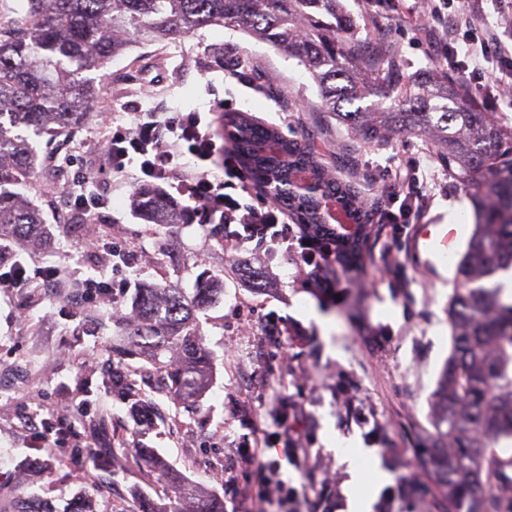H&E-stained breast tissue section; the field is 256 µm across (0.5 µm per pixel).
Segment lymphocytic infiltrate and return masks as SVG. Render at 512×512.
<instances>
[{
    "label": "lymphocytic infiltrate",
    "mask_w": 512,
    "mask_h": 512,
    "mask_svg": "<svg viewBox=\"0 0 512 512\" xmlns=\"http://www.w3.org/2000/svg\"><path fill=\"white\" fill-rule=\"evenodd\" d=\"M484 2L465 0L459 27L469 59H496L502 63L501 74L492 79L497 85L512 81V48L479 22V15L485 11ZM99 148L112 172H124L129 161L138 160L140 183L161 180L168 183L174 195L187 198L192 204V223L235 225L233 238L239 244L257 240L282 245L300 265L314 273L320 271V257L330 250L327 241L295 235L291 225L286 224L279 203H241L237 191L244 187L246 176L233 151L221 150L217 145L209 122L200 113L176 112L161 121L153 116L138 119L134 127L120 126L105 134ZM187 157L193 161L189 175L181 172V162ZM219 159L224 162V176L214 179L210 169ZM390 194L394 204L376 210L378 223H410L425 203L420 186L413 180H398ZM238 456L250 478L239 495L250 503L253 512H264L273 503L285 505L296 500L297 493L287 482L272 480L274 467L263 449L242 448Z\"/></svg>",
    "instance_id": "obj_1"
}]
</instances>
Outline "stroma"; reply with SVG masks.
<instances>
[{
  "instance_id": "obj_1",
  "label": "stroma",
  "mask_w": 512,
  "mask_h": 512,
  "mask_svg": "<svg viewBox=\"0 0 512 512\" xmlns=\"http://www.w3.org/2000/svg\"><path fill=\"white\" fill-rule=\"evenodd\" d=\"M364 55L391 46L406 74L457 81L454 61L435 62L418 20L426 0H342ZM104 102L84 123L56 139H41L37 175L27 194L40 210L50 252L18 247L29 275L50 265L76 278L171 283L193 295L217 277L223 294L197 312L201 341L213 357V377L195 401L155 391L159 371L141 360L124 369L137 381L150 426L102 385L113 368L110 346L119 314L133 309L131 292L69 300L40 284L0 291V512H67L75 499L94 512H135L150 499L173 504L169 474L223 496L226 483L248 476L232 464L236 449L264 442L268 458L299 497L294 512H324L322 491L337 492L334 512H349L347 465L337 437L353 439L363 455L359 492L378 503L417 470L416 450L430 430L429 399L452 349L445 314L455 286L454 261L414 253L418 225L452 220V207L471 213L465 187L424 137L398 133L364 142L347 124L320 111V88L299 61L256 42L239 26H210L186 38L136 44L104 71ZM481 111L512 132V99L495 97L483 71L466 88ZM201 112L221 126L244 113L311 144L336 179L351 184L373 206L390 203L396 171L416 161L428 197L415 223L378 227L363 261L319 301L306 289L312 275L281 247L240 248L221 224H148L133 209L137 163L119 175L105 170L96 141L136 119ZM63 144L62 165L53 147ZM95 176L102 207L58 221L61 200L77 174ZM130 247L113 257L110 247ZM259 272L265 287L245 282L240 267ZM105 426H93L97 414ZM287 414L289 439L278 436ZM300 448L299 461L283 453ZM155 448L169 474L141 459ZM111 457L108 469L97 463Z\"/></svg>"
}]
</instances>
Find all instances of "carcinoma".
I'll return each instance as SVG.
<instances>
[{
	"mask_svg": "<svg viewBox=\"0 0 512 512\" xmlns=\"http://www.w3.org/2000/svg\"><path fill=\"white\" fill-rule=\"evenodd\" d=\"M9 23L0 16V234L31 237L42 217L18 191L35 175L36 142L82 122L100 102L93 73L141 41L163 42L213 25H237L252 38L296 59L320 86L321 111L368 142L395 131L434 141L448 173L463 180L473 208L471 234L458 254V287L448 299L452 350L430 401L433 431L422 449L427 485L448 512H501L512 500V478L493 468L491 445L512 439V292L503 277L512 271V135L478 112L456 84L414 81L393 49L374 55L359 78L349 64L360 58L358 40L338 0H19ZM386 88L399 111L376 105L343 111ZM235 131L233 151L251 182L271 190L300 235L336 236V250L322 267L336 285L347 280L375 235L354 188L334 180L304 143L244 114L224 116ZM303 169L321 193H292ZM479 171L483 181L470 182ZM347 207L348 231L326 223L323 198ZM133 205L148 224H178L184 209L151 184L139 187ZM224 292L208 279L187 298L172 286L140 288L136 317L122 328L121 355H138L158 366V388L179 400H196L209 386L212 364L198 336L196 311ZM103 385L136 402L130 375L116 368ZM180 512H224V501L169 476Z\"/></svg>",
	"mask_w": 512,
	"mask_h": 512,
	"instance_id": "obj_1",
	"label": "carcinoma"
}]
</instances>
